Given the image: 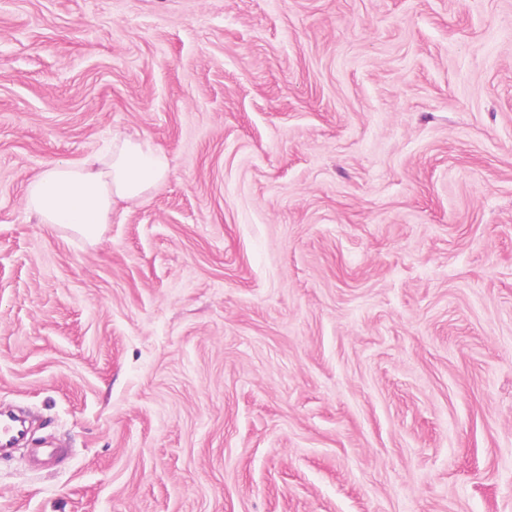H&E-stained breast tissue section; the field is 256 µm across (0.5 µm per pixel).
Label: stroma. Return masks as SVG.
I'll return each instance as SVG.
<instances>
[{
	"instance_id": "obj_1",
	"label": "stroma",
	"mask_w": 512,
	"mask_h": 512,
	"mask_svg": "<svg viewBox=\"0 0 512 512\" xmlns=\"http://www.w3.org/2000/svg\"><path fill=\"white\" fill-rule=\"evenodd\" d=\"M8 407L0 512H512V0H0ZM168 174L166 153L149 139L114 133L104 153L79 165L47 162L27 184L23 205L40 223L69 229L95 243L110 222L115 199L140 198ZM27 436V429L9 411H0V458L11 453Z\"/></svg>"
}]
</instances>
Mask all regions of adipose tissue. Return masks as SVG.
Listing matches in <instances>:
<instances>
[{"instance_id": "ef3b65f1", "label": "adipose tissue", "mask_w": 512, "mask_h": 512, "mask_svg": "<svg viewBox=\"0 0 512 512\" xmlns=\"http://www.w3.org/2000/svg\"><path fill=\"white\" fill-rule=\"evenodd\" d=\"M166 153L147 139L113 135L106 151L74 165L50 161L26 186L23 205L43 224L71 230L96 242L115 200H132L163 183Z\"/></svg>"}]
</instances>
